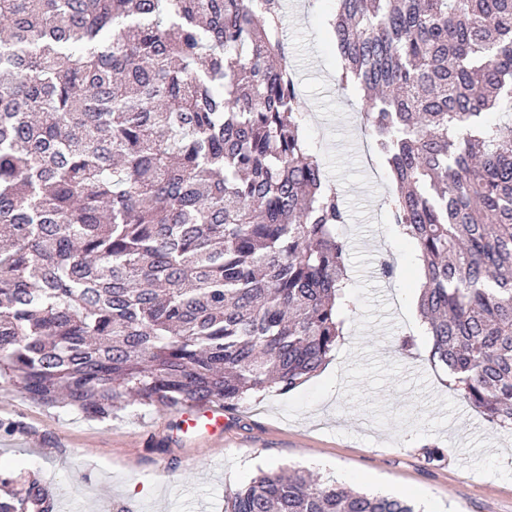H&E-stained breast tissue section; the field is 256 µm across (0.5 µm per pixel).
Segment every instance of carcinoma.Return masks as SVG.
Returning a JSON list of instances; mask_svg holds the SVG:
<instances>
[{"label": "carcinoma", "mask_w": 512, "mask_h": 512, "mask_svg": "<svg viewBox=\"0 0 512 512\" xmlns=\"http://www.w3.org/2000/svg\"><path fill=\"white\" fill-rule=\"evenodd\" d=\"M282 0H0V387L88 417L317 373L346 211L301 135ZM338 84L413 240L430 359L512 429V0H336ZM0 512H54L0 467ZM225 512H416L263 472Z\"/></svg>", "instance_id": "obj_1"}]
</instances>
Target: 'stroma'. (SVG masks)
Segmentation results:
<instances>
[{
    "instance_id": "35a3bbf8",
    "label": "stroma",
    "mask_w": 512,
    "mask_h": 512,
    "mask_svg": "<svg viewBox=\"0 0 512 512\" xmlns=\"http://www.w3.org/2000/svg\"><path fill=\"white\" fill-rule=\"evenodd\" d=\"M336 0H284L303 137L345 201L340 232L351 311L323 368L295 390L229 410L223 446L183 440L176 417L131 405L111 419L47 407L0 389V462L54 492L55 512H224L226 497L263 472L299 469L345 486L410 499L423 512H512V431L477 414L429 360L419 330L413 244L388 220L390 176L370 152L361 93L336 84L327 19ZM394 266L379 273L380 260ZM408 350H399L401 338ZM443 450L430 461L424 448Z\"/></svg>"
}]
</instances>
